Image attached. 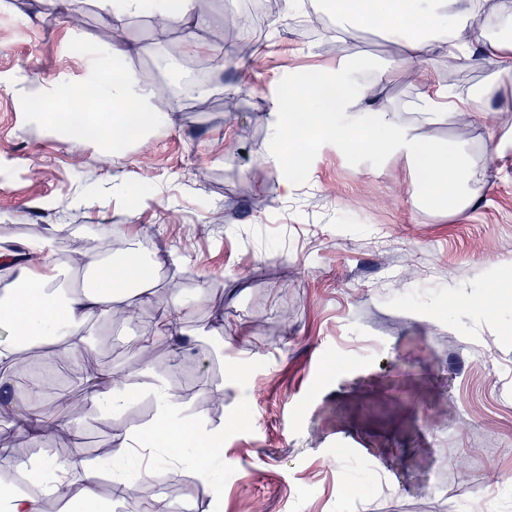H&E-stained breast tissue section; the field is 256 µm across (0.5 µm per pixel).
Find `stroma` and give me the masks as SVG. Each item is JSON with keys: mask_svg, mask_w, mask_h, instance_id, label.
I'll return each mask as SVG.
<instances>
[{"mask_svg": "<svg viewBox=\"0 0 512 512\" xmlns=\"http://www.w3.org/2000/svg\"><path fill=\"white\" fill-rule=\"evenodd\" d=\"M251 0H212L198 24L174 26L181 40L205 43L208 29L246 12ZM314 39L294 14L264 16L254 70L225 53L166 63L168 36L147 17L127 20L138 45L127 67L145 81L153 111L167 124L100 166L91 143L65 144L36 120L51 111L38 89L62 76L82 85L89 53L109 47L112 29L99 0H70L67 14L40 0H0V245L27 251L50 239L84 240L96 251L102 225L118 227L149 264L150 306L119 324L93 320L85 355L112 369L135 366L145 411L103 418L99 408L68 433L70 456L112 444L125 428L156 418L162 384L182 417L214 433L210 461L221 473L200 487L190 450H146L168 512H512V287L496 316L480 305L486 285L512 265V140L497 101L512 76L481 55L465 68L435 54L420 66L434 86L471 97L468 127L421 128V89L399 66L401 46L361 25L341 31L319 0ZM78 15L71 24L68 14ZM332 73L368 85L360 112H387L399 128L428 132L469 151L482 183L476 206L447 213L428 204L419 167L405 152L379 155L313 135L289 196L275 164V103L290 74ZM498 82L495 97L474 88ZM263 106L265 125L251 123ZM234 154H224L223 140ZM211 182H200L199 168ZM40 180L28 177L29 169ZM198 300L183 335L157 336L156 318L176 296ZM291 309L282 321V309ZM151 337L138 350L140 337Z\"/></svg>", "mask_w": 512, "mask_h": 512, "instance_id": "obj_1", "label": "stroma"}]
</instances>
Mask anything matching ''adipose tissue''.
Masks as SVG:
<instances>
[{
    "mask_svg": "<svg viewBox=\"0 0 512 512\" xmlns=\"http://www.w3.org/2000/svg\"><path fill=\"white\" fill-rule=\"evenodd\" d=\"M105 2L109 6L107 15L116 26L143 13H158L170 22L180 23L194 9V0ZM326 7L350 27L365 19L379 22L388 36L403 45L407 59L419 61L436 53L451 60L470 59L479 51L497 58L502 74L512 75V38H480L473 28L474 22L485 14L512 16V0H327ZM131 51V44L123 43L93 54L86 81L96 91L100 111L74 113V105L82 100L80 90L63 79L46 84L44 96L59 110L46 114L45 119L60 131L62 142H92L111 152L121 144L144 140L163 122V113L150 110L142 80L124 66ZM356 100V93L345 86L331 99L320 85H297L293 94L278 101L284 116L275 132L278 151L296 150L313 130L339 142L347 141L349 130L357 122L374 151L404 148L423 164L426 183L451 184L450 208L467 209L479 198L481 188L465 148L437 147L429 135H413L399 129L386 112L355 113ZM300 103L308 109L302 125L293 119ZM20 257L18 251L0 248V403L13 407L35 433L41 418L30 413L24 399L37 395L40 384L34 379L23 387L17 383L19 349L32 342H46L52 346L48 362L76 361L86 345L80 329L88 319L109 320L116 310L132 313L151 305L155 283L142 268L139 255L130 248L124 249L120 260L113 263L93 251H84L83 266L93 270L94 280L70 290L61 289L57 274H31ZM157 402L158 415L151 426L117 435V454L156 441L176 450L189 447L201 479L210 481L213 451L205 425L186 423L165 394H158ZM15 469L28 476H52L58 495L70 503L69 512H85L97 501L99 473L80 459H20ZM77 470L82 473V483L76 488L69 475Z\"/></svg>",
    "mask_w": 512,
    "mask_h": 512,
    "instance_id": "obj_1",
    "label": "adipose tissue"
}]
</instances>
